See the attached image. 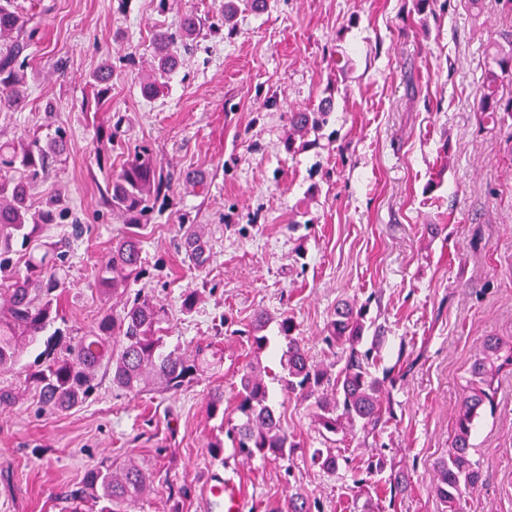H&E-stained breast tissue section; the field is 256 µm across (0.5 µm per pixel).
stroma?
I'll list each match as a JSON object with an SVG mask.
<instances>
[{"label": "stroma", "instance_id": "35a3bbf8", "mask_svg": "<svg viewBox=\"0 0 512 512\" xmlns=\"http://www.w3.org/2000/svg\"><path fill=\"white\" fill-rule=\"evenodd\" d=\"M50 11L28 70L30 105L0 112V139L19 129L65 126L64 164L48 188L61 189L84 220L73 239L61 308L69 336L92 330L107 309L93 285L121 223L100 204V187L124 162L94 160V128L107 111H87L88 76L116 63L110 110L122 112L127 146H151L167 168L194 169L208 195L176 193L144 231L141 286L167 304L166 349H204L211 365L171 395L131 397L100 373L87 403L69 412L25 401L0 412V512H65V496L89 468L131 455L155 473L154 490L132 512H205L203 481L220 459L208 452L237 422L233 388L253 352L236 331L257 315L287 313L311 359L335 362L322 342L338 303H369L386 336L385 366L402 365L390 391L394 418L380 441H340L349 466L327 473L311 462L325 443L307 404L277 399L296 442L292 476L271 460L225 446L247 507L267 512L289 488L315 497L321 512H441L435 461L447 454L454 419L483 340L512 341V118L478 112L485 46L512 32V12L467 0L422 17L414 0H267L237 17L233 38L208 36L186 52L163 93L145 99L139 81L152 36L213 0H44ZM334 89L337 137L288 154L290 112L310 109ZM52 105L45 115L44 105ZM304 213L309 225L290 232ZM206 225V273L177 247L179 214ZM204 301L192 314L182 294ZM224 389V418H208L206 395ZM496 408L477 421L472 459L481 480L460 512H512V369L495 381ZM385 457L406 476L395 503L383 490L358 493L352 469Z\"/></svg>", "mask_w": 512, "mask_h": 512}]
</instances>
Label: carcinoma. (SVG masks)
Masks as SVG:
<instances>
[{
  "label": "carcinoma",
  "instance_id": "carcinoma-1",
  "mask_svg": "<svg viewBox=\"0 0 512 512\" xmlns=\"http://www.w3.org/2000/svg\"><path fill=\"white\" fill-rule=\"evenodd\" d=\"M266 0H220L212 19L194 12L179 17L175 27L159 28L152 37L148 69L140 82L142 97L151 99L163 87L161 80L177 69L181 56L195 40L207 34L236 32L235 18L243 10L260 12ZM419 15L448 10V0H414ZM42 7L24 8L18 0H0V112H21L29 103L27 69L30 49L39 34ZM115 66L106 61L92 74V97L82 105L100 109L110 98ZM512 76V34L506 43H496L487 56V69L479 89V111L501 122L512 117V97L500 93ZM332 97L317 107L288 113V151L297 141L325 129L332 116ZM124 116L112 114V125L96 127V136L122 145L119 140ZM68 132L63 127L42 137L36 129H24L13 140L0 142V376L16 375L6 384L0 379V411L34 398L40 407L65 412L82 406L97 387L100 371L112 374V386L132 395L151 387L176 393L207 369L203 350L186 354L164 350L163 327L168 312L164 303L133 288L144 276L141 261L143 231L168 205L175 191L199 194L209 188L205 176L164 168L147 145L127 151L121 172L100 189L101 203L112 211L125 231L112 239L108 256L100 263L98 285L103 296L114 301L96 327L85 336L65 338L56 328L54 341L34 361L19 366L22 356L48 327L63 320L60 298L67 288L62 275L69 237L51 240L44 235L53 224H70L79 231L78 220L62 192L55 189L38 204L30 201L33 189L45 183L62 162ZM180 246L185 262L200 269L209 261L205 227L183 220L179 224ZM276 322L282 339L280 374L272 373L261 361L246 365L237 385L239 422L229 423L225 434L232 447L246 457L259 455L290 461L293 448L281 425L268 381L277 382L282 394L309 403L321 434L338 435L360 431L376 437L394 419L387 385L394 383L393 369L379 370L378 342L382 326L369 317V303L344 302L330 313L324 340L341 350L336 362H313L292 318L281 314L272 319L259 315L237 330L250 344L254 355L265 352L269 338L264 334ZM512 366V343L498 337L484 341L481 354L470 368L469 385L455 419L448 454L435 466L434 493L449 512L466 490L477 488L480 473L471 458L472 432L476 419L494 406L496 374ZM206 411L211 418L224 415V389L209 392ZM313 463L334 473L346 458L329 450L316 451ZM386 468L383 457L355 468L353 482L360 488L368 476ZM153 472L130 458L120 465L104 464L86 474L82 485L67 495L70 512H84L82 504H101L98 512H127V506L153 490ZM272 512H320L317 501L301 491H291Z\"/></svg>",
  "mask_w": 512,
  "mask_h": 512
}]
</instances>
